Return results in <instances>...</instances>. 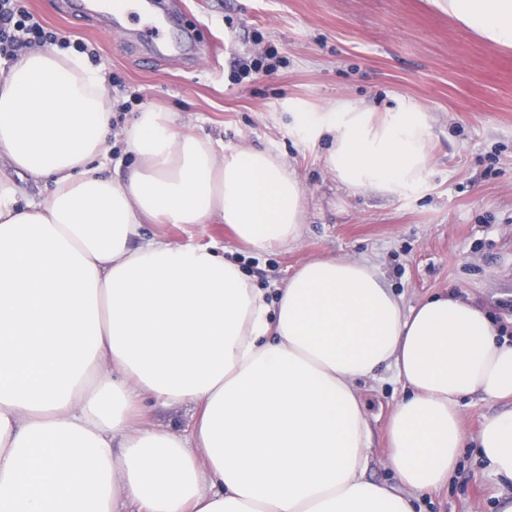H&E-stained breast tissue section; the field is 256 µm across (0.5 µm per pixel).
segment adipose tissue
I'll return each instance as SVG.
<instances>
[{"label":"adipose tissue","mask_w":512,"mask_h":512,"mask_svg":"<svg viewBox=\"0 0 512 512\" xmlns=\"http://www.w3.org/2000/svg\"><path fill=\"white\" fill-rule=\"evenodd\" d=\"M435 4L512 46V0ZM301 125L333 134L324 163L353 189L423 180L422 112L347 102ZM112 136L106 79L81 58L35 47L0 78V157L51 184L21 207L0 180V512H416L457 467L462 400L512 401V340L455 292L405 306L362 258L306 262L271 300L213 249L140 239L224 223L284 248L303 186L281 157L151 108L122 132L134 164L116 180ZM385 367L405 392L394 485L366 475L360 384ZM149 397L194 406L187 428H141ZM476 443L512 487V408Z\"/></svg>","instance_id":"adipose-tissue-1"}]
</instances>
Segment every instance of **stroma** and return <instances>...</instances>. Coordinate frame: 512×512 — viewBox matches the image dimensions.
<instances>
[{
    "label": "stroma",
    "instance_id": "35a3bbf8",
    "mask_svg": "<svg viewBox=\"0 0 512 512\" xmlns=\"http://www.w3.org/2000/svg\"><path fill=\"white\" fill-rule=\"evenodd\" d=\"M47 27L96 52L114 113L127 126L146 108L228 148L285 157L304 186L299 243L261 251L226 224H145L143 237L209 246L236 261L258 287L275 290L304 262L350 255L375 265L406 304L448 291L479 300L512 336V48L498 46L432 0H175L185 27L221 43L219 55L146 62L132 29L77 16L64 0H23ZM271 69L242 76L238 61L268 51ZM364 101L374 111L417 107L430 120L423 183L354 191L324 165L331 137L307 140L299 112ZM403 387L392 370L365 383L372 430L369 478L396 483L388 467L387 422ZM504 408L479 396L462 403L466 436L448 485L422 497L420 512H500L503 486L486 471L475 437ZM193 409L153 398L147 427L180 432Z\"/></svg>",
    "mask_w": 512,
    "mask_h": 512
}]
</instances>
